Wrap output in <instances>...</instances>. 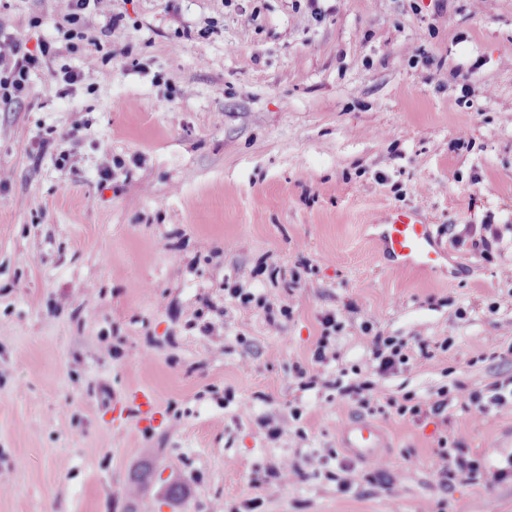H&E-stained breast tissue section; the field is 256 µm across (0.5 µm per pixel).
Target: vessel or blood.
<instances>
[{
	"mask_svg": "<svg viewBox=\"0 0 512 512\" xmlns=\"http://www.w3.org/2000/svg\"><path fill=\"white\" fill-rule=\"evenodd\" d=\"M382 248L409 266H433L437 256L426 225L407 211L398 210L386 217ZM342 441L353 456L369 460L378 454L382 435L369 423L355 422L344 428Z\"/></svg>",
	"mask_w": 512,
	"mask_h": 512,
	"instance_id": "obj_1",
	"label": "vessel or blood"
}]
</instances>
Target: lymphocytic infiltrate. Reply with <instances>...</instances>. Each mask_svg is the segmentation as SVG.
Masks as SVG:
<instances>
[{
    "label": "lymphocytic infiltrate",
    "instance_id": "lymphocytic-infiltrate-1",
    "mask_svg": "<svg viewBox=\"0 0 512 512\" xmlns=\"http://www.w3.org/2000/svg\"><path fill=\"white\" fill-rule=\"evenodd\" d=\"M112 0H56L58 10L54 17L55 29L61 33V40H37L35 46H28L26 40L16 33L10 20L0 16V105H12L24 97L29 90L32 73L39 70L48 60L60 55L62 49H74L76 42L90 41L91 45H100V38L88 37L85 23L90 15H102L107 19V30H115L124 23L122 14L112 12ZM251 269L239 268L234 282L224 285V295L237 307L257 308L264 312L269 330L279 334L284 330V319L290 318L292 306L286 301L275 302L267 297L255 294L247 284L252 279ZM321 334L312 350L313 368L297 367L296 374L302 386L310 387L323 384L334 393L335 400L353 404L363 410H371L373 404L385 401L389 408L395 409L402 417L416 421L430 419L447 420L453 407L471 411L480 415L490 412L512 413V376L492 382L482 389H466L461 384L441 386L434 397L422 401L414 394L407 393L395 398L384 396L374 382L349 377L346 369H339L334 378L323 379L318 366L336 359V344L343 330V323L334 313H327L320 320ZM373 321H365L363 331L366 335V348L370 353L372 369L375 374L384 376L406 369L412 355L430 359L435 351H447L448 342L432 347L424 339L415 346L391 336L374 332ZM433 474L442 487H449L458 477L472 480L482 478L483 472L477 460L468 458L461 441L440 437Z\"/></svg>",
    "mask_w": 512,
    "mask_h": 512
}]
</instances>
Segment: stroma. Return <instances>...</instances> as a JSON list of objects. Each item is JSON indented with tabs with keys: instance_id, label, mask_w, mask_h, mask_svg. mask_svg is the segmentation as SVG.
Returning a JSON list of instances; mask_svg holds the SVG:
<instances>
[{
	"instance_id": "obj_1",
	"label": "stroma",
	"mask_w": 512,
	"mask_h": 512,
	"mask_svg": "<svg viewBox=\"0 0 512 512\" xmlns=\"http://www.w3.org/2000/svg\"><path fill=\"white\" fill-rule=\"evenodd\" d=\"M54 0H0L27 39L52 38ZM125 24L63 53L0 106V512H512L501 482L432 475L439 436L489 471L512 462V414L422 424L305 390L320 319L344 324L323 369L371 374L361 336L451 339L378 389L425 399L512 375V0H112ZM120 57H113V50ZM83 81L60 95L54 70ZM109 80H102V73ZM66 135L67 166L52 142ZM126 162L108 186L103 156ZM416 212L442 251L429 268L382 253L390 211ZM492 225V252L465 240ZM212 250L198 254L196 241ZM312 266L288 289L300 261ZM289 299L283 333L226 303L238 267ZM95 315L79 314L86 290ZM216 305L206 336L200 297ZM497 358H490L491 350ZM154 399L146 423L135 392ZM246 403L252 416L239 419ZM300 408L303 438L259 422ZM383 432L393 493L372 491L339 434ZM338 457L328 456V449ZM308 477L279 485L281 458ZM148 473L137 498L129 479ZM179 497L167 496L170 486Z\"/></svg>"
}]
</instances>
